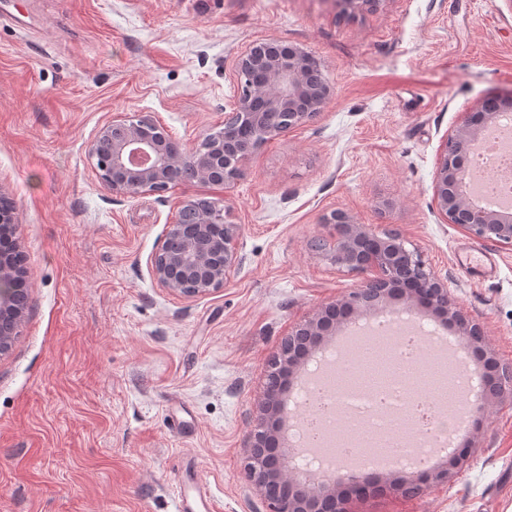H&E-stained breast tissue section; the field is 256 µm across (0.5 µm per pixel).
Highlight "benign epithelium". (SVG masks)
<instances>
[{"mask_svg":"<svg viewBox=\"0 0 512 512\" xmlns=\"http://www.w3.org/2000/svg\"><path fill=\"white\" fill-rule=\"evenodd\" d=\"M316 62L312 53L298 47H276L268 41L249 44L235 60L237 93L231 111L224 115V136L248 124L259 140L266 141L315 116L331 95L327 82L317 87L308 82L309 70ZM503 112H512V93L485 99L446 140L447 146L442 149L436 169L434 200L449 223L464 227L478 239L512 244V214L489 206L478 207L463 190L472 145L496 128ZM98 140L110 144L107 154L96 155V166L102 184L115 197L163 192L173 183L175 168L183 163L193 166L194 181L229 188L239 179L244 160V155L229 150L223 141L210 135L205 137L207 152L189 148L177 153L170 148L162 127L136 113L102 127ZM181 212L199 223L197 234L186 237L185 225H169L165 241L154 258V274L171 292L191 298L222 287L234 272L238 265L235 240L239 227L227 222L226 210L215 201L201 210L189 199ZM326 223L333 227L336 238V264L359 270L372 267L378 271V277L309 318L298 332L310 336L324 335L327 313L331 310L346 307L350 315L360 314L364 310L362 296L366 289L384 290L398 285L396 269L401 260L423 268L422 261L413 258L395 235L380 240L377 250L362 254L360 238L369 234L364 226L336 211L326 218ZM212 225L220 229V234L214 237L208 235ZM13 247V241L7 242L0 236V354L8 350L17 334L27 300L22 270L9 253ZM216 252L223 259L215 265L210 256ZM424 305L457 328L467 352L482 365V369L475 372L481 388L479 400L486 401L490 393H511L512 373L501 371L499 362L484 346L480 327L466 319L448 290L433 283L432 295ZM307 362L308 354L290 349L282 354L279 370L286 369L291 374ZM277 411L273 395L266 393L264 413L251 433L254 442L269 440L271 414ZM272 456L270 461L254 447L248 453L247 462L248 472L266 497L270 512H347V500L336 501L337 489L365 482L363 478L340 474L333 484L317 485L316 475L302 470L298 471V476L288 477L284 471L295 460L294 450L276 448ZM466 462V452L455 449L449 453L446 465L427 471L425 479L442 482L448 478L450 470L460 469ZM272 483H285L291 488L301 485L308 489L310 497L302 504L271 498L267 490Z\"/></svg>","mask_w":512,"mask_h":512,"instance_id":"7a95c632","label":"benign epithelium"}]
</instances>
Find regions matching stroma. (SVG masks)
<instances>
[{"mask_svg":"<svg viewBox=\"0 0 512 512\" xmlns=\"http://www.w3.org/2000/svg\"><path fill=\"white\" fill-rule=\"evenodd\" d=\"M257 40L312 52L332 88L268 139L231 188L185 182L113 198L100 129L150 116L172 141L224 126L237 54ZM512 91V0H0V193L29 289L0 355V512H175L200 471L216 512H269L245 468L284 338L372 279L336 266L323 218L398 235L512 368V246L437 211L446 141ZM239 227L230 279L186 298L152 261L185 199ZM469 247L496 263L471 279ZM468 462L407 499L389 480L350 512H512V394L451 435Z\"/></svg>","mask_w":512,"mask_h":512,"instance_id":"stroma-1","label":"stroma"}]
</instances>
